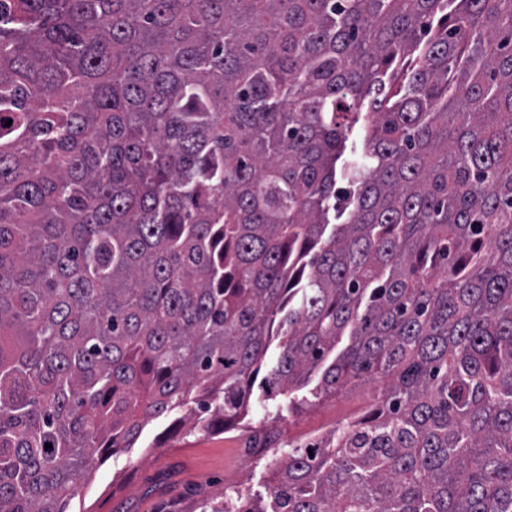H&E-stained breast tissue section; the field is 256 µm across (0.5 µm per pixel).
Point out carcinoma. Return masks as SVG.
Wrapping results in <instances>:
<instances>
[{"label":"carcinoma","instance_id":"cac0c4a2","mask_svg":"<svg viewBox=\"0 0 512 512\" xmlns=\"http://www.w3.org/2000/svg\"><path fill=\"white\" fill-rule=\"evenodd\" d=\"M278 336L253 448L382 387L273 512H512V0H0V512L238 425Z\"/></svg>","mask_w":512,"mask_h":512}]
</instances>
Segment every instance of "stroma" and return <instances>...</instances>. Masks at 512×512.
I'll list each match as a JSON object with an SVG mask.
<instances>
[{"mask_svg":"<svg viewBox=\"0 0 512 512\" xmlns=\"http://www.w3.org/2000/svg\"><path fill=\"white\" fill-rule=\"evenodd\" d=\"M242 431L206 434L180 425L175 415L149 422L136 447L99 467L83 489L88 512H200L224 489H243L250 503H271L269 485L287 444L249 448Z\"/></svg>","mask_w":512,"mask_h":512,"instance_id":"obj_1","label":"stroma"}]
</instances>
